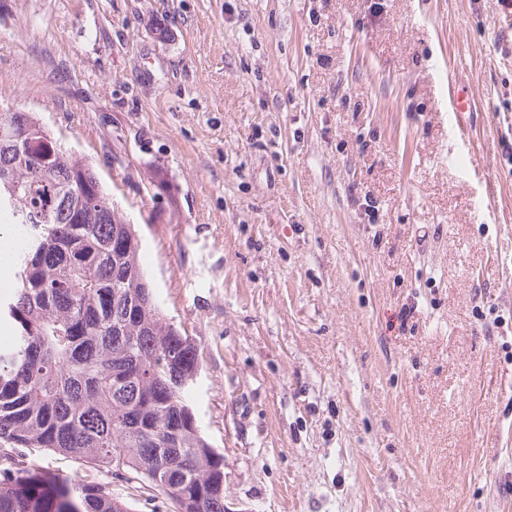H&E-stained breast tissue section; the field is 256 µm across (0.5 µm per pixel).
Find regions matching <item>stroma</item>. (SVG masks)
Listing matches in <instances>:
<instances>
[{
  "label": "stroma",
  "mask_w": 512,
  "mask_h": 512,
  "mask_svg": "<svg viewBox=\"0 0 512 512\" xmlns=\"http://www.w3.org/2000/svg\"><path fill=\"white\" fill-rule=\"evenodd\" d=\"M9 111L135 226L232 512H512L503 0H0Z\"/></svg>",
  "instance_id": "obj_1"
}]
</instances>
